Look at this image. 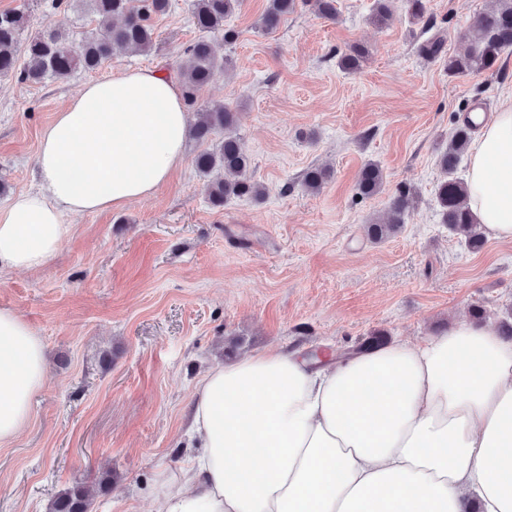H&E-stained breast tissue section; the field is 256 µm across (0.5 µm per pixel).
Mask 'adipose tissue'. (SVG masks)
Masks as SVG:
<instances>
[{"label":"adipose tissue","mask_w":512,"mask_h":512,"mask_svg":"<svg viewBox=\"0 0 512 512\" xmlns=\"http://www.w3.org/2000/svg\"><path fill=\"white\" fill-rule=\"evenodd\" d=\"M478 130L466 180L482 232L512 238V100ZM180 87L150 70L87 83L39 144V186L0 205V272L56 257L73 216L151 197L182 163ZM47 382L34 329L0 308V442ZM199 455L150 487L153 512H512V342L458 321L310 360L269 349L195 389Z\"/></svg>","instance_id":"adipose-tissue-1"}]
</instances>
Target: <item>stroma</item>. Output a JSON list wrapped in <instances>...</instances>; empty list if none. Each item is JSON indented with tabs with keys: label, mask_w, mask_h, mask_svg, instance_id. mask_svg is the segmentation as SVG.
Here are the masks:
<instances>
[{
	"label": "stroma",
	"mask_w": 512,
	"mask_h": 512,
	"mask_svg": "<svg viewBox=\"0 0 512 512\" xmlns=\"http://www.w3.org/2000/svg\"><path fill=\"white\" fill-rule=\"evenodd\" d=\"M190 2L171 0L154 18L149 53L119 52L64 81H0V204L34 188L41 133L84 84L129 69L177 78L183 47L200 35ZM372 3L336 0L330 19L302 7L273 32L260 25L265 0H244L229 17L234 70L200 99L238 112L264 201L212 207L191 140L153 196L75 217L56 258L0 274V307L32 326L49 359L27 423L0 444V512H48L77 482L93 494L90 512H151L156 474L198 452L191 403L214 363L267 348L344 353L378 331L418 343L476 307L493 329L512 312V239L471 250L435 202L449 133L475 105L497 111L512 89V50L496 71L455 77L417 52L436 32L446 54L463 52L464 32L493 0H428L425 22L399 4L382 29L369 22ZM22 6L41 31L92 26L53 0H0V11ZM356 43L367 62L342 70ZM369 161L386 183L362 198L355 182ZM321 165L329 180L306 192L303 173ZM402 188L415 196L402 231L370 242L364 224Z\"/></svg>",
	"instance_id": "1"
}]
</instances>
